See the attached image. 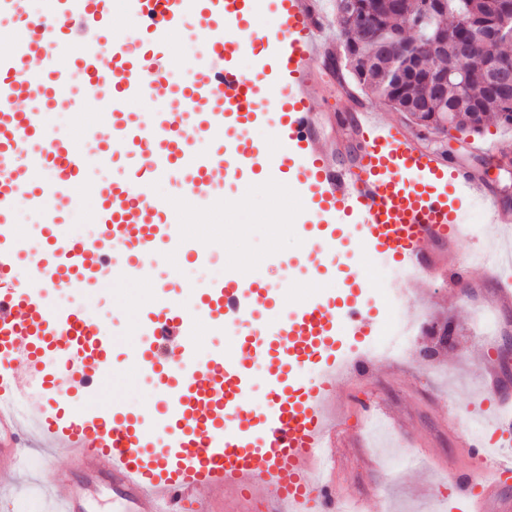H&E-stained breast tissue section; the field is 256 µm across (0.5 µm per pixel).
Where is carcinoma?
<instances>
[{
	"label": "carcinoma",
	"mask_w": 512,
	"mask_h": 512,
	"mask_svg": "<svg viewBox=\"0 0 512 512\" xmlns=\"http://www.w3.org/2000/svg\"><path fill=\"white\" fill-rule=\"evenodd\" d=\"M358 11L367 24L382 30L396 31L407 25L412 29L409 43L413 44L424 62L432 61L448 68L457 64V36L469 23L486 25L507 21L512 27V15L504 16L500 0H445L446 5L433 10L428 21L414 29L425 12L429 0H358ZM403 51L401 44L390 46L387 56L380 57L371 46H364L355 58H343L342 66L353 80L369 94L384 99L397 112H406L415 123L437 124L443 117L462 133L477 134L487 121L495 117L504 126H512V97L501 98L489 90L492 67L498 59L512 58L507 44L492 50L472 46L462 64L464 81L448 80V87L439 90L428 80H418L402 86L385 79ZM447 98L448 113L442 112V98Z\"/></svg>",
	"instance_id": "carcinoma-1"
}]
</instances>
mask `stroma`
Segmentation results:
<instances>
[{"label":"stroma","mask_w":512,"mask_h":512,"mask_svg":"<svg viewBox=\"0 0 512 512\" xmlns=\"http://www.w3.org/2000/svg\"><path fill=\"white\" fill-rule=\"evenodd\" d=\"M352 81H341L335 69L323 72L320 101L322 142L336 150V116L350 108L346 96ZM63 107L44 108L48 129L62 132L73 147H81L89 127L91 111L72 91L63 94ZM71 114V124H58L59 111ZM429 147L444 154L449 167L486 172L495 201L512 208V128L491 122L477 136L458 139L417 128ZM495 151L501 167L485 169L479 147ZM111 162L95 160L83 180L76 183L64 205L63 222L75 228L97 220L99 188L111 180ZM173 177H157L150 184L155 197L173 205L174 226L185 239L204 238L211 248V267L241 269L243 273H263L269 285L286 290L289 298L302 302L313 296L339 291L344 279H355L358 269L374 260L357 252L356 263L337 256L338 271L314 278L306 258L299 255L303 206L296 187L273 196L232 185L222 198L199 207L185 198H175ZM287 260L288 269L270 262L271 256ZM512 280V262L489 269L473 266L464 288L451 290L446 276L430 281L399 279L392 289L402 297L403 317L420 321L421 326L402 362L373 359L372 372L348 382L338 381V393H352L351 401L339 407L347 431L337 448L339 461L337 493L351 492L360 499L364 512H453L456 489L453 472L467 460L448 424L449 418L465 422L468 415L489 419L499 398L512 399V306L494 302L501 281ZM169 283L171 294L183 305H193L194 289L175 274L171 258L156 262L151 277L135 282L104 280L93 291L80 294L78 307L108 324L124 319L126 328L135 327L140 316L160 299L157 283ZM490 312L494 334L485 337L478 327L480 312ZM454 333L442 338L444 325ZM493 352L499 365L496 385L486 384L477 367L483 353ZM102 397L121 405L132 417L155 414L159 391L144 373H131L129 365L117 364L97 388ZM375 401L383 402L395 417L397 429L381 438L358 439L359 409Z\"/></svg>","instance_id":"stroma-1"}]
</instances>
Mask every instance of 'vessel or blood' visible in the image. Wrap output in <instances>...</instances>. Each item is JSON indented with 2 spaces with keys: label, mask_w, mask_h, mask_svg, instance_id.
<instances>
[{
  "label": "vessel or blood",
  "mask_w": 512,
  "mask_h": 512,
  "mask_svg": "<svg viewBox=\"0 0 512 512\" xmlns=\"http://www.w3.org/2000/svg\"><path fill=\"white\" fill-rule=\"evenodd\" d=\"M280 17L262 28L264 2ZM144 31L134 46L117 47L104 73L98 42L70 57L64 33L51 44L26 37L13 55L0 57V491L16 478L41 441L44 462L31 482L48 495L54 512H89L93 491L112 493L120 512H225L228 500L246 501L251 512H340L330 449L342 436L335 412L337 380L370 369L364 358L337 355L336 328L351 325L366 335L371 307L359 299H314L289 304L266 287L264 275L226 271L197 289L194 307L164 298L138 322L126 361L157 377L162 428L150 432L121 408L89 420L78 396L88 394L113 364L114 334L81 312L57 307V289H94L105 275L135 281L152 259L178 252L202 263L209 251L180 240L166 210L156 208L150 181L175 172L176 194L198 204L222 196L227 184L249 186L253 172L294 179L309 225L300 239L314 275L335 266L351 243L388 263L410 267L420 278L448 272L462 283L469 268L450 247L465 228L461 203L480 201L487 220L512 227L488 187L472 171L449 169L405 124L390 122L356 101L339 116L347 161L321 148L317 65L324 26L315 0H129ZM87 15L98 33L109 32L108 0H54L42 23L74 12ZM195 16L204 44L180 85L169 78L164 49L171 30ZM250 52L263 68L246 77L237 57ZM48 72L34 76L33 56ZM104 86L112 110L103 117L112 143L102 153L126 166L99 190L102 233L77 238L59 220V205L86 173L90 154L49 135L40 113L58 99L72 70ZM25 96L36 109L10 110ZM175 99L185 112H149L129 118L136 98ZM269 123L279 142L269 152L248 136ZM45 171L35 180L33 164ZM42 208L43 252L29 258L13 222L18 198ZM235 337V350L214 349L198 360L193 341L200 324ZM59 363L60 379L39 378L49 407L30 414L27 386L19 376L44 356ZM266 373L264 402L253 396V368ZM314 370L315 380H304ZM493 428L512 437V401L496 404ZM65 458L66 467L56 465ZM512 458L479 473L454 476L464 512H512L501 496V477Z\"/></svg>",
  "instance_id": "1"
}]
</instances>
